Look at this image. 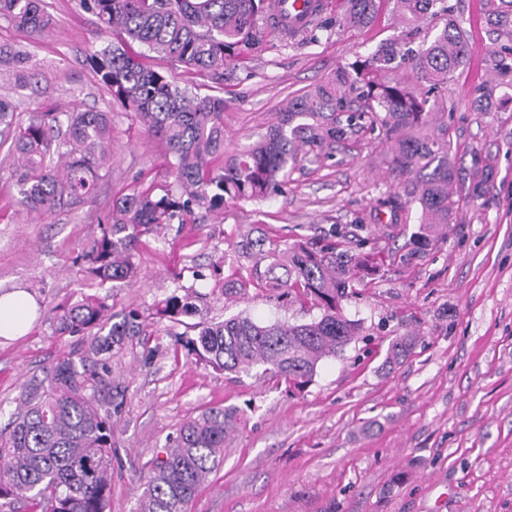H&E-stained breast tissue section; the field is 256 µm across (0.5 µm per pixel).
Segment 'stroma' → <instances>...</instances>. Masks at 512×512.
Returning a JSON list of instances; mask_svg holds the SVG:
<instances>
[{"label": "stroma", "instance_id": "stroma-1", "mask_svg": "<svg viewBox=\"0 0 512 512\" xmlns=\"http://www.w3.org/2000/svg\"><path fill=\"white\" fill-rule=\"evenodd\" d=\"M449 2L472 47L448 87L447 112L431 116L448 130L463 187L453 223L428 246L411 244L420 207L409 204L396 218L382 207L398 181L381 130L367 126L322 162L296 166L281 192L197 213L144 239L138 279L111 290L114 323L132 311L149 317L174 294L193 308L180 321L141 327L106 355L115 445L109 512H137L140 471L187 419L216 403L238 406L246 424L188 512H512V103L474 107L476 87L500 96L512 84L491 69L496 46L482 22L484 0ZM42 8L52 26L40 36L0 19V45L28 51L35 73L20 88L0 70V99L15 104L23 123L34 112L109 113L112 163L94 196L43 216L19 204L13 159L0 148V294L23 290L39 306L26 335L0 337L1 424L24 384L82 346V337L55 335L50 326L56 304L98 291L75 261L81 247L100 235L114 200L168 180L160 141L113 101L89 63L93 50L121 35L99 30L78 0H43ZM397 27L386 11L362 30L337 26L291 39L275 32L264 52L226 66L220 82L178 62L163 68L178 84L223 97L225 146L234 153L293 96L368 56ZM476 156L490 171L478 199L464 190ZM258 228L314 247L332 232L354 252L384 257L342 303L361 336L324 360L299 395L274 379L215 371L187 346L200 324L239 313L266 322L321 316L319 306L260 288L229 296L214 281L196 280L219 258L234 271L236 243ZM406 333L417 338L412 354L386 364L392 341Z\"/></svg>", "mask_w": 512, "mask_h": 512}]
</instances>
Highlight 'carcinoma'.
<instances>
[{"instance_id":"carcinoma-1","label":"carcinoma","mask_w":512,"mask_h":512,"mask_svg":"<svg viewBox=\"0 0 512 512\" xmlns=\"http://www.w3.org/2000/svg\"><path fill=\"white\" fill-rule=\"evenodd\" d=\"M271 0H79L106 30L120 29L160 61H177L205 71L217 81L224 67L262 50ZM388 6L401 26L365 59L342 66L291 99L276 112L251 147L227 155L224 98L200 96L168 79L157 64L119 46L90 56L100 81L114 100L138 117L148 135L163 143L173 182L161 188H135L112 203L100 237L75 260L100 288L131 281L138 274L135 248L174 222L197 211L221 209L229 201L267 198L288 180V168L319 157L369 120L390 142L391 171L402 178V193L387 200L392 213L402 199L421 208L422 223L433 228L453 221L458 210L452 187L456 168L446 130H431L429 115L444 107L448 81L470 54L469 37L453 17L448 0H343L336 21L372 26ZM0 18L29 35H41L51 21L40 0H0ZM441 19L434 37L410 46L411 30ZM484 21L498 49L492 69L512 73V0H485ZM0 63L11 64L18 79L30 73L22 49H0ZM413 80L397 77L400 69ZM11 140L17 156L20 203L51 213L91 197L112 152V122L106 112H34L28 124L15 121L14 107L0 99V145ZM241 249L251 258L246 273L224 278V292L250 288L280 292L290 303L315 300L321 318L310 322L261 323L235 315L201 327L189 341L193 353L220 372L260 375L302 392L319 363L342 354L358 335L342 301L355 276L368 269L369 257L331 242L319 250L296 242L289 247L264 237ZM187 309L174 296L158 305L156 316L174 319ZM107 297L89 295L53 307L58 334L85 335L82 357L68 353L52 366L49 384L24 386L21 407L0 429V512H107L112 490L111 413L100 414L96 394L112 388L109 370L95 357L112 349L126 329L107 327ZM415 337L391 344L388 359L406 357ZM245 424L234 406L216 405L190 417L163 455L143 475L138 512H186V506L224 461V442Z\"/></svg>"}]
</instances>
